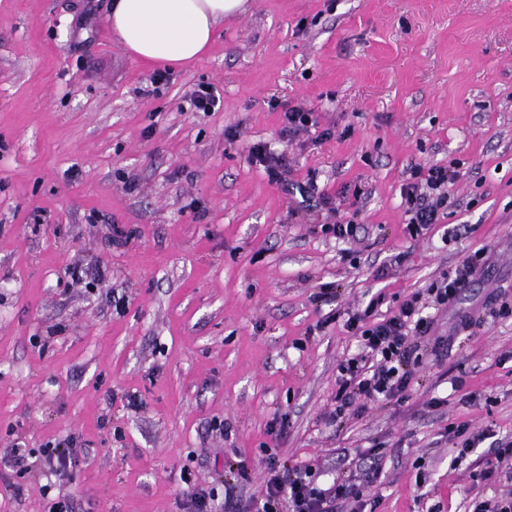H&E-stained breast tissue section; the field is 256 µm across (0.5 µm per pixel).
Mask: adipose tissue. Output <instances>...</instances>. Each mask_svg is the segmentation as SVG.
<instances>
[{"label":"adipose tissue","instance_id":"obj_1","mask_svg":"<svg viewBox=\"0 0 512 512\" xmlns=\"http://www.w3.org/2000/svg\"><path fill=\"white\" fill-rule=\"evenodd\" d=\"M247 0H113L107 18L123 51L147 64H192L212 46L226 18Z\"/></svg>","mask_w":512,"mask_h":512}]
</instances>
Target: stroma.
I'll return each instance as SVG.
<instances>
[{"label": "stroma", "instance_id": "stroma-1", "mask_svg": "<svg viewBox=\"0 0 512 512\" xmlns=\"http://www.w3.org/2000/svg\"><path fill=\"white\" fill-rule=\"evenodd\" d=\"M111 4L0 0V471L14 445L71 435L57 490L75 512H184L187 470L250 512L269 457L325 488L376 445V512L512 492L503 472L474 484L487 444L461 460L448 439L463 422L512 435V317L487 309L512 302V0H248L155 93L112 39ZM203 81L224 99L208 116L185 102ZM285 104L337 136L283 137ZM259 140L291 179L359 204L355 239L249 163ZM452 160L447 217L411 239L404 180ZM113 226L130 239L108 245ZM480 248L462 303L425 311L450 341L423 339L409 398L333 422L349 315L375 297L389 312ZM72 264L107 277L71 285ZM461 312L476 324L456 334ZM30 468L0 482V512H47Z\"/></svg>", "mask_w": 512, "mask_h": 512}]
</instances>
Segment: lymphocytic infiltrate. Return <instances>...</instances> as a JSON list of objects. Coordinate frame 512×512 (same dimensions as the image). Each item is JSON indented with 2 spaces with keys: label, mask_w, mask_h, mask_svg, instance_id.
I'll return each mask as SVG.
<instances>
[{
  "label": "lymphocytic infiltrate",
  "mask_w": 512,
  "mask_h": 512,
  "mask_svg": "<svg viewBox=\"0 0 512 512\" xmlns=\"http://www.w3.org/2000/svg\"><path fill=\"white\" fill-rule=\"evenodd\" d=\"M252 165L263 168L270 183L282 185L290 194L300 197L301 206L319 202L329 206L334 223L324 225V233L337 239H353L357 231L355 215L342 214L333 206L331 196L318 190L314 180H288V166L284 158L271 154L266 144L256 143L249 148ZM460 178L457 163H435L414 167L410 180L401 187L402 203L408 216L406 230L411 237H421L432 225L440 223L448 208V193ZM485 253H469L454 273L433 281L425 291H417L405 298L392 315L374 317L373 307L352 314L346 326L361 339V351L345 359L338 366L336 408L332 413L337 422L361 415L371 403H402L422 362L413 336L431 332L433 323L422 317L425 305L444 310L454 305L462 292L469 288L473 275L484 263ZM450 437L460 439V455L488 443L489 457L479 473L480 481L498 475L500 469L512 467V438H496L492 428L470 431L468 424L450 428ZM43 466L50 476L43 485V494H50L57 479L65 477L74 465V444L71 436H62L47 442L40 450ZM372 464L361 479L347 476L337 479L327 489L317 487L312 480V468L300 464L280 468L277 460L267 464V475L259 501L253 502L254 512H277L279 505H287L289 512H340L345 503H353L352 512H365L368 501L365 490L380 473L382 454L373 447L364 452Z\"/></svg>",
  "instance_id": "1"
}]
</instances>
